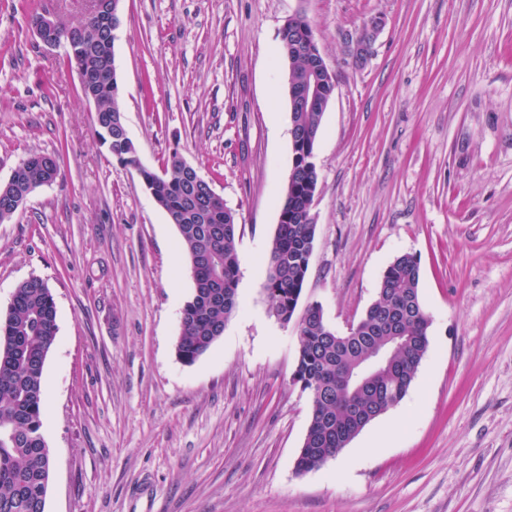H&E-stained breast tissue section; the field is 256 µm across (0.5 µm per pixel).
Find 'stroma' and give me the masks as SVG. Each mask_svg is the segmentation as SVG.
<instances>
[{
	"label": "stroma",
	"instance_id": "stroma-1",
	"mask_svg": "<svg viewBox=\"0 0 512 512\" xmlns=\"http://www.w3.org/2000/svg\"><path fill=\"white\" fill-rule=\"evenodd\" d=\"M0 0V181L60 174L0 224V310L37 276L57 306L46 512H512V0H121L114 54L141 162L179 153L237 213L239 309L194 364L178 230L94 130L65 50ZM310 20L336 75L315 147L317 233L298 311L343 333L415 254L430 347L403 401L335 458L295 464L311 418L266 254L292 168L279 31ZM383 27L353 68L347 37Z\"/></svg>",
	"mask_w": 512,
	"mask_h": 512
}]
</instances>
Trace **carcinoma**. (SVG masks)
Instances as JSON below:
<instances>
[{
    "label": "carcinoma",
    "mask_w": 512,
    "mask_h": 512,
    "mask_svg": "<svg viewBox=\"0 0 512 512\" xmlns=\"http://www.w3.org/2000/svg\"><path fill=\"white\" fill-rule=\"evenodd\" d=\"M99 0L78 19L55 20L53 42L64 46L79 75L84 96L95 104L98 135L119 164L139 170L156 204L177 227L187 255L194 288L181 311L176 344L179 360L193 364L223 336L237 312L239 259L234 246L237 213L224 204L210 183L183 170L173 153L162 172L140 162L133 140L112 127L121 112L120 85L111 30ZM313 33L307 17L287 21L279 31L288 79H299L308 56L288 49V32ZM300 146L280 203L279 221L266 257L263 290L271 301L270 316L283 325L293 319L303 292L314 248L317 224L310 222L318 184L312 153L322 123L317 109L291 113ZM60 156L38 154L14 168L8 187H0V223L18 212L16 201L52 183ZM421 266L412 253L397 255L385 268L377 299L349 332L338 336L324 321L322 307H306L298 329L299 349L293 381L310 393L311 419L296 462L298 472L323 465L345 448L367 425L349 410L366 407L377 418L407 395L429 349L431 318L420 296ZM57 309L44 280L31 277L17 285L5 311H0V512H46L52 457L41 432L45 408L44 369L56 342ZM401 329L396 368L373 378L372 396L348 388L347 376L382 341L387 321Z\"/></svg>",
    "instance_id": "carcinoma-1"
}]
</instances>
